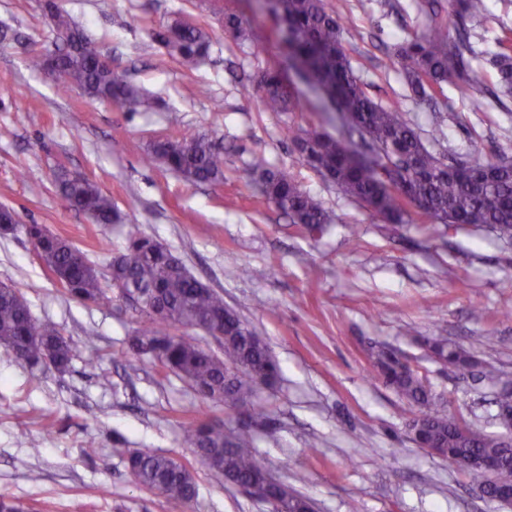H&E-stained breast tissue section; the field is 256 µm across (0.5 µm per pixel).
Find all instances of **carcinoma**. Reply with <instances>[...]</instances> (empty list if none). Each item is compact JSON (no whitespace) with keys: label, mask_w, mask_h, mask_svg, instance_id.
<instances>
[{"label":"carcinoma","mask_w":512,"mask_h":512,"mask_svg":"<svg viewBox=\"0 0 512 512\" xmlns=\"http://www.w3.org/2000/svg\"><path fill=\"white\" fill-rule=\"evenodd\" d=\"M281 15L288 31V47L299 62L302 81L334 102L336 120L351 121L371 143L369 151L358 154L345 138L309 131L304 142L303 161L321 171L328 183L347 196L400 221L405 206L413 204L418 215L435 224L453 222L486 226L512 241V167L499 168L488 160H474L478 176H456L443 171L445 162L430 151L419 133L396 110L374 102L356 76L344 46L340 16L328 0H269ZM426 29L402 39L391 62L403 74L418 101L427 103L431 92L457 80L461 87L478 90L477 77L469 75V55L474 53L470 30L484 25V0H454V15L465 22L456 36H448L449 17L434 0H419ZM48 23L63 52L55 66L85 94L101 102L112 101L130 112H150L154 100L141 88L102 67V53L96 43L72 17L48 5ZM179 43L173 48L181 63L193 68L209 54L210 36L196 25L178 29ZM493 53L500 92L512 96V37L499 42ZM285 81L278 71H266L260 81L263 107L268 112H286L291 97L281 89ZM402 152L411 163L407 189H388L375 174ZM149 158L176 173L188 185L224 180V157L206 134L183 135L156 143ZM259 193L283 211L292 223L313 229L331 218L322 203L304 191L293 174L270 167L262 156L250 164ZM60 193L66 205L90 216L98 224H115L119 216L112 199L92 181L63 180ZM14 211L0 208V234L23 229L35 251L50 271L65 282L67 293L83 301H110L103 285L102 271L65 238L40 224L10 223ZM112 287L136 300L148 321L136 331L130 344L134 357L148 355L163 369L186 381L203 399L219 401L231 409H247L250 426L226 428L201 420L183 429L181 443L201 459L219 460V474L231 483L246 482L267 472L256 452L257 432L266 428L265 406L254 402L257 389L274 385L280 376L279 363L267 347L255 339L237 313L224 304V296L196 278L165 245L132 235L125 249L108 266ZM188 329L224 331V350L218 355L203 348ZM0 347L16 360L30 366L46 362L59 372L66 371L75 356L72 343L49 321H37L22 291L13 284H0ZM434 356L459 370L474 365L463 349L445 339L430 342ZM375 371L402 399L426 408L421 415L428 434L440 445L449 461L464 467L471 456L494 463L512 464V447L497 435L467 427L459 430L452 418L432 403L425 380L410 366L389 353L372 356ZM128 468L136 483L164 496L169 512H182L197 496L190 470L181 462L150 449L129 457ZM271 498L277 512H312L310 500L292 486L273 481Z\"/></svg>","instance_id":"cac0c4a2"}]
</instances>
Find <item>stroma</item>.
<instances>
[{"mask_svg":"<svg viewBox=\"0 0 512 512\" xmlns=\"http://www.w3.org/2000/svg\"><path fill=\"white\" fill-rule=\"evenodd\" d=\"M45 0H0V205L20 223L70 240L100 269L128 237L167 246L219 291L266 344L281 368L258 403L273 438L256 450L315 512H505L479 498L468 471L412 440L418 407L377 379L371 350L391 351L426 380L445 413L499 432L495 399L512 386V243L486 227H433L407 207L393 224L323 181L296 153L290 131L337 134L333 107L289 68L284 27L266 0H56L112 58L118 74L158 101L129 112L89 98L29 67L32 53L62 43ZM488 22L472 32L470 61L481 93L445 87L417 103L392 46L423 31L414 0H336L345 47L369 96L400 112L420 135L441 123L431 151L467 160L512 158V100L497 105L489 63L512 32V0H485ZM242 16L247 38L224 27ZM184 18L211 36L208 58L182 65L157 39ZM286 70L297 105L265 111L260 77ZM195 132L224 152V180L190 186L148 162L154 142ZM264 155L290 170L333 218L313 237L290 223L252 185L250 161ZM83 176L111 197L122 221L98 224L66 207L64 176ZM19 286L35 319L55 323L76 355L66 372L32 368L0 350V496L24 512H168L158 492L136 484L130 453L148 448L186 464L197 483L183 512H270L181 443L183 428L207 419L236 426L241 411L202 402L176 375L130 355L146 321L138 305L108 288L98 306L69 295L38 260L24 230L0 236V282ZM484 310L471 317L472 307ZM440 337L497 372L482 381L435 360L424 338ZM98 352L96 365L84 363ZM40 442L32 451L30 439ZM95 441L96 454L85 445Z\"/></svg>","mask_w":512,"mask_h":512,"instance_id":"stroma-1","label":"stroma"}]
</instances>
